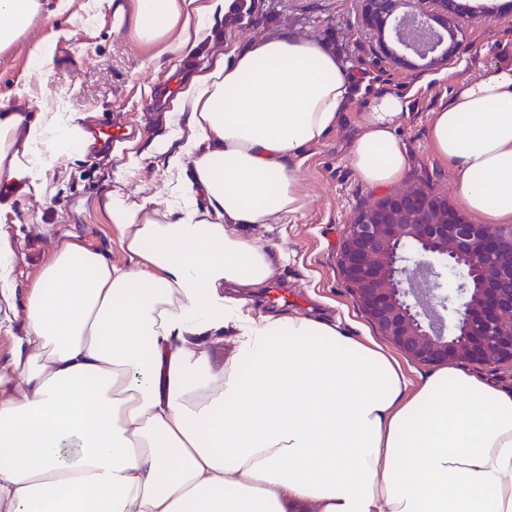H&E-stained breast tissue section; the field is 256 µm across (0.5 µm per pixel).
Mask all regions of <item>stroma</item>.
I'll list each match as a JSON object with an SVG mask.
<instances>
[{"mask_svg": "<svg viewBox=\"0 0 512 512\" xmlns=\"http://www.w3.org/2000/svg\"><path fill=\"white\" fill-rule=\"evenodd\" d=\"M466 2L474 13L460 24L451 58L458 68L455 78L421 89L415 86L421 69L398 65L366 30L361 0H244L237 19L214 13L200 42L180 59L158 55L155 46L140 43L129 32L114 31L111 0H73L65 14H39L0 51V106L21 107L34 115L55 112L89 125H120L131 134L113 143L111 153L86 152L41 172L47 184L43 197L16 192L0 206V232L17 244L12 272L16 298L24 299L28 285L51 259L57 239L67 233L105 250L113 264H127L120 233L100 201L110 191L136 202L167 196L176 173L161 148L178 150L174 136L187 121L186 115L168 108L151 110L152 97L169 89L173 72L182 65L204 66L216 52L241 49L254 38L285 30L337 50L355 78V98L341 123L296 159L306 196L302 213L283 224L249 229V236L284 255L270 284L249 294V304L263 313L336 319L356 335L378 339L345 288L337 264L348 224L383 196L362 182L349 163L362 104L379 90L410 92L408 113L396 129L409 156L402 184L452 196L453 167L429 141L433 114L448 103L455 79H475L488 68L512 66V14L487 13L502 0ZM41 44L54 49L50 65H42L35 55Z\"/></svg>", "mask_w": 512, "mask_h": 512, "instance_id": "1", "label": "stroma"}]
</instances>
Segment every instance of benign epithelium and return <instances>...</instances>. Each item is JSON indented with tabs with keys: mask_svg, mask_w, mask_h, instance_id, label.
Segmentation results:
<instances>
[{
	"mask_svg": "<svg viewBox=\"0 0 512 512\" xmlns=\"http://www.w3.org/2000/svg\"><path fill=\"white\" fill-rule=\"evenodd\" d=\"M464 14L460 0H362L364 27L410 68L384 30L433 67L448 61L445 35ZM338 263L368 321L411 361L512 365V236L496 225L468 221L446 196L406 188L358 212Z\"/></svg>",
	"mask_w": 512,
	"mask_h": 512,
	"instance_id": "7a95c632",
	"label": "benign epithelium"
}]
</instances>
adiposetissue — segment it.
Masks as SVG:
<instances>
[{
	"label": "adipose tissue",
	"instance_id": "obj_1",
	"mask_svg": "<svg viewBox=\"0 0 512 512\" xmlns=\"http://www.w3.org/2000/svg\"><path fill=\"white\" fill-rule=\"evenodd\" d=\"M235 0H131L114 29L174 53ZM40 0H0V48ZM353 80L288 31L213 56L179 82L188 113L172 198L101 206L130 268L71 235L16 306V246L0 234V512H512V388L460 366L411 384L402 362L339 322L257 314L275 273L245 235L300 213L294 161L342 120ZM408 97L363 106L350 164L398 184ZM81 123L0 109V188L80 153ZM483 224L512 223V67L458 80L429 131ZM231 338L229 355L214 347Z\"/></svg>",
	"mask_w": 512,
	"mask_h": 512
}]
</instances>
